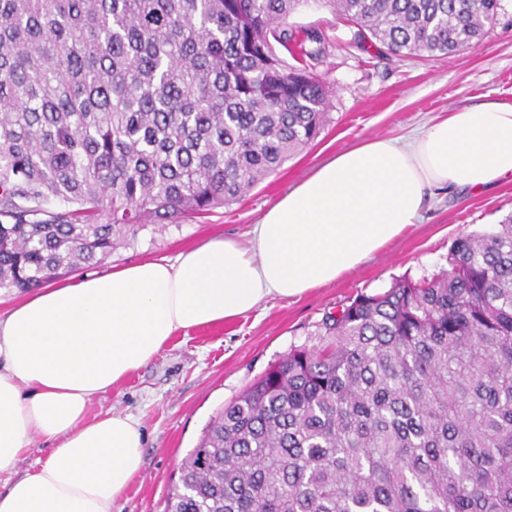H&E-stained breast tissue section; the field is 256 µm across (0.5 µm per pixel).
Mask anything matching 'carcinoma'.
I'll return each mask as SVG.
<instances>
[{"label": "carcinoma", "mask_w": 512, "mask_h": 512, "mask_svg": "<svg viewBox=\"0 0 512 512\" xmlns=\"http://www.w3.org/2000/svg\"><path fill=\"white\" fill-rule=\"evenodd\" d=\"M504 2L324 0L350 47L405 58L480 41ZM304 3L0 0V290L228 206L311 145L331 91L326 34L287 26ZM446 261L325 313L211 419L165 512H512V217Z\"/></svg>", "instance_id": "1"}]
</instances>
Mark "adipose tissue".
Wrapping results in <instances>:
<instances>
[{
  "label": "adipose tissue",
  "instance_id": "ef3b65f1",
  "mask_svg": "<svg viewBox=\"0 0 512 512\" xmlns=\"http://www.w3.org/2000/svg\"><path fill=\"white\" fill-rule=\"evenodd\" d=\"M512 176V104L452 112L400 144L372 138L273 204L248 245L211 240L175 260L48 285L0 319V512H112L144 464L139 422L89 404L180 331L336 281L418 222L432 190ZM54 448L17 476L34 438Z\"/></svg>",
  "mask_w": 512,
  "mask_h": 512
}]
</instances>
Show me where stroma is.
<instances>
[{
  "mask_svg": "<svg viewBox=\"0 0 512 512\" xmlns=\"http://www.w3.org/2000/svg\"><path fill=\"white\" fill-rule=\"evenodd\" d=\"M297 28L323 29L329 45L313 71L329 87L331 120L317 142L232 205L203 217L149 225L125 238L96 271L150 259H175L210 239L247 243L252 224L297 183L368 138L407 141L437 118L487 103L512 104V10L480 42L451 55L402 59L349 48L353 30L310 0L289 19ZM512 214V180L481 192L433 191L417 224L356 269L298 299L271 298L249 315L177 334L149 363L93 399L91 415L135 417L144 433V465L114 512H164L169 487L210 419L268 366L311 343L323 314L358 293L385 291L445 267L459 236L494 227Z\"/></svg>",
  "mask_w": 512,
  "mask_h": 512,
  "instance_id": "stroma-1",
  "label": "stroma"
}]
</instances>
